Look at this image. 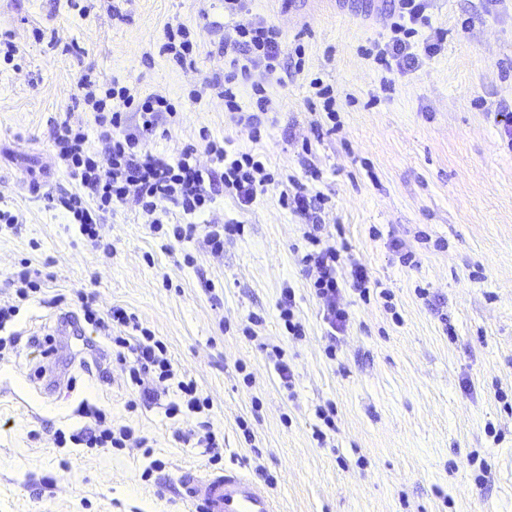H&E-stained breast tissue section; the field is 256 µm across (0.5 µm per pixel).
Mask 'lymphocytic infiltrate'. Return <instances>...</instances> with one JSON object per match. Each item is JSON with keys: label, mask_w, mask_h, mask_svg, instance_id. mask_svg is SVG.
Here are the masks:
<instances>
[{"label": "lymphocytic infiltrate", "mask_w": 512, "mask_h": 512, "mask_svg": "<svg viewBox=\"0 0 512 512\" xmlns=\"http://www.w3.org/2000/svg\"><path fill=\"white\" fill-rule=\"evenodd\" d=\"M428 7V0H397L391 9L388 40L372 44L374 60L385 72L416 70L424 60L440 52L444 34L433 29ZM235 31V39L220 48L224 55V79L210 82L207 89L223 98L224 109L235 124L257 140L261 137L263 116L272 110V100L263 85H253L255 109L244 111L236 87L248 79L254 68L277 72L281 66L282 32L273 25L257 26L248 21L237 23ZM197 48L195 34L188 26L170 25L165 29L159 53L180 67L192 69L197 64ZM77 85L75 101L92 114L95 125L108 141L107 158L99 160L84 129L70 121L54 123L52 138L70 178L80 187L79 192L59 197L58 202L72 214L80 234L90 241L99 240L101 216L116 204L134 205L150 216L151 227L158 232L163 221L157 212L163 203H173L187 216L196 215L212 203L208 180L221 178L225 190L243 205L252 203L258 190L276 182L261 160L251 153L220 145L205 131L200 134L201 146L183 148L173 162L143 151L142 142L156 136L162 117L176 119L175 103L160 94L136 97L119 81L101 84L88 72L80 75ZM201 149L211 156L212 167L199 165L197 152ZM104 163L109 166V174L103 178L99 169ZM322 230L321 224L309 225L303 235L309 249L301 261L313 279L314 294L323 305L324 318L336 332L345 327L349 318L340 301L343 285L336 276L341 250L323 240ZM79 302L84 320L108 336L107 347L98 349L91 360L81 361L85 372L96 373L100 381L108 383L112 380L110 365L116 362L127 368L131 384L145 401L160 400L169 392V381H176L181 399L168 403L167 414L175 416L184 410L200 413L209 408V400L198 396L195 381L176 380L166 345L149 330H142L134 338L113 334V327L136 324L135 315L120 307L99 312L94 298L84 295ZM147 375L152 378L148 384L143 381ZM129 434L127 427H112L99 414L94 426L82 427L69 435L58 434L57 439L89 448H120Z\"/></svg>", "instance_id": "1"}]
</instances>
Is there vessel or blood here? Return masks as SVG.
Here are the masks:
<instances>
[{
  "instance_id": "b4317fda",
  "label": "vessel or blood",
  "mask_w": 512,
  "mask_h": 512,
  "mask_svg": "<svg viewBox=\"0 0 512 512\" xmlns=\"http://www.w3.org/2000/svg\"><path fill=\"white\" fill-rule=\"evenodd\" d=\"M181 486L198 512H278L266 489L235 472L203 474L189 469L181 476Z\"/></svg>"
}]
</instances>
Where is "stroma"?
<instances>
[{"label": "stroma", "instance_id": "35a3bbf8", "mask_svg": "<svg viewBox=\"0 0 512 512\" xmlns=\"http://www.w3.org/2000/svg\"><path fill=\"white\" fill-rule=\"evenodd\" d=\"M114 3L122 18L112 17ZM90 4L84 17L65 0H0V36L10 35L22 58L17 69L0 60V207L18 218L0 230V305L28 263L47 295L92 293L100 310L123 307L167 345L178 375L195 380L211 408L175 417L162 402L129 408L137 389L120 365L108 384L81 372L86 351L59 335V309L21 304L5 331L23 341L0 358V512H187L184 470L252 476L261 467L280 512H512V0H433L432 25L447 35L441 52L392 74L387 91L363 49L386 36L389 0H248L239 17L224 0ZM241 18L282 31L283 69L252 70L240 87L243 109L257 83L274 102L257 142L214 93L187 99L223 79L216 48L234 39ZM177 23L198 33L196 69L158 54L166 26ZM88 68L101 81L182 102L179 123L146 150L175 160L205 128L261 156L279 184L244 206L216 183L197 231L182 240L118 206L103 219V247L92 246L46 200L78 189L56 155L52 121L70 113L91 148L107 151L71 99ZM315 77L335 91L332 135H318L326 116L307 104ZM309 166L318 179L307 177ZM294 178L324 194L326 234L348 243L394 311L342 289L349 321L328 338L300 262L308 219L279 201ZM228 222L244 224L243 236L211 253L203 225ZM406 252L417 265L401 262ZM286 288L299 336L280 318ZM48 335L50 358L25 343ZM274 346L290 363L293 389L267 356ZM43 364L56 366L58 385L35 377ZM327 404L336 428L320 443L315 410ZM96 409L131 428L125 447L57 444L56 431L93 424ZM201 421L219 440L218 460L184 439Z\"/></svg>", "mask_w": 512, "mask_h": 512}]
</instances>
